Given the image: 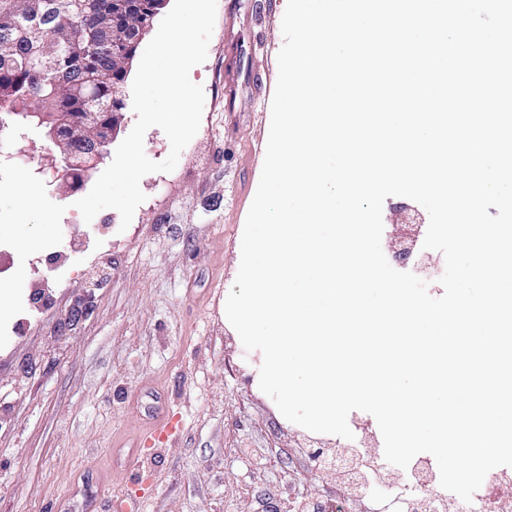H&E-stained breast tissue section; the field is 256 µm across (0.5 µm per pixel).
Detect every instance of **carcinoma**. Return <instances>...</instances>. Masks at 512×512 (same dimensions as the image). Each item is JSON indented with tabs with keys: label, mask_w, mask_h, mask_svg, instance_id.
Returning a JSON list of instances; mask_svg holds the SVG:
<instances>
[{
	"label": "carcinoma",
	"mask_w": 512,
	"mask_h": 512,
	"mask_svg": "<svg viewBox=\"0 0 512 512\" xmlns=\"http://www.w3.org/2000/svg\"><path fill=\"white\" fill-rule=\"evenodd\" d=\"M110 29L112 0H0V115L28 129H57L61 143L51 147L72 191L82 183L75 157L92 148L74 126L93 113L110 128L112 113L124 111L114 96L138 48L112 55V44H100ZM44 47L56 50L51 71L37 59Z\"/></svg>",
	"instance_id": "obj_1"
}]
</instances>
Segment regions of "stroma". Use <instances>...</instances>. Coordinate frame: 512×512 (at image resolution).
Wrapping results in <instances>:
<instances>
[{
	"label": "stroma",
	"instance_id": "1",
	"mask_svg": "<svg viewBox=\"0 0 512 512\" xmlns=\"http://www.w3.org/2000/svg\"><path fill=\"white\" fill-rule=\"evenodd\" d=\"M287 0H217L206 60L190 73L205 104L175 169L145 175L128 228L116 210L84 221L75 203L98 163L65 193L42 130L0 132V512H291L336 493L301 467L300 426L257 383L260 352L230 344L225 302L239 271L259 184ZM259 95L224 109V59ZM39 190L22 203L17 185ZM381 246L394 269L443 293L429 217L398 196L383 205ZM178 424L144 443L158 409Z\"/></svg>",
	"mask_w": 512,
	"mask_h": 512
}]
</instances>
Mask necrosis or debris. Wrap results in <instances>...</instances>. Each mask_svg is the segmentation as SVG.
<instances>
[{"label": "necrosis or debris", "instance_id": "necrosis-or-debris-1", "mask_svg": "<svg viewBox=\"0 0 512 512\" xmlns=\"http://www.w3.org/2000/svg\"><path fill=\"white\" fill-rule=\"evenodd\" d=\"M378 437L369 431L353 439L336 440L334 447L317 449L321 465L338 473L337 507L350 512H394L395 497L409 500V512H512V500L497 501L493 487L512 485V472L496 469L487 476L471 502H463L444 490L437 478L438 470L427 455L414 457L407 468L388 463Z\"/></svg>", "mask_w": 512, "mask_h": 512}]
</instances>
